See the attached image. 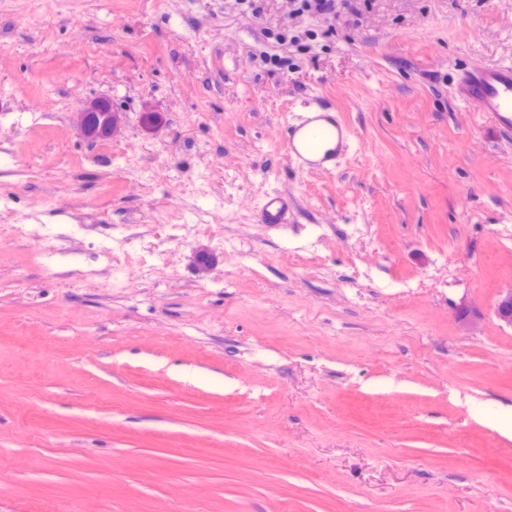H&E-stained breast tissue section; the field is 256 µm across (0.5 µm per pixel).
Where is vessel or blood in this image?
I'll use <instances>...</instances> for the list:
<instances>
[{"instance_id":"obj_1","label":"vessel or blood","mask_w":512,"mask_h":512,"mask_svg":"<svg viewBox=\"0 0 512 512\" xmlns=\"http://www.w3.org/2000/svg\"><path fill=\"white\" fill-rule=\"evenodd\" d=\"M455 94L461 103H475L482 111L492 113L500 125H512V64L463 72ZM283 132L289 162L301 170L332 173L355 146L354 134L342 113L317 97L309 99L301 112L285 119ZM290 211L287 195L273 191L258 206L259 221L285 224Z\"/></svg>"}]
</instances>
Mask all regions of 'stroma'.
<instances>
[{
    "label": "stroma",
    "mask_w": 512,
    "mask_h": 512,
    "mask_svg": "<svg viewBox=\"0 0 512 512\" xmlns=\"http://www.w3.org/2000/svg\"><path fill=\"white\" fill-rule=\"evenodd\" d=\"M297 3L0 0V512H512V0ZM455 94L461 103H476L482 112H491L500 125H512V64L463 72ZM284 142L289 162L301 170L330 174L352 152L355 137L343 114L318 97L286 117ZM102 115L105 117L102 122H97V124L92 122L93 116ZM117 123L118 120L116 114L112 112H103V108L100 106H92L87 110V112H83L81 115V124L92 135L104 136L114 133ZM291 202L288 195L279 191L267 193L258 206L259 222L262 224H288Z\"/></svg>",
    "instance_id": "35a3bbf8"
}]
</instances>
